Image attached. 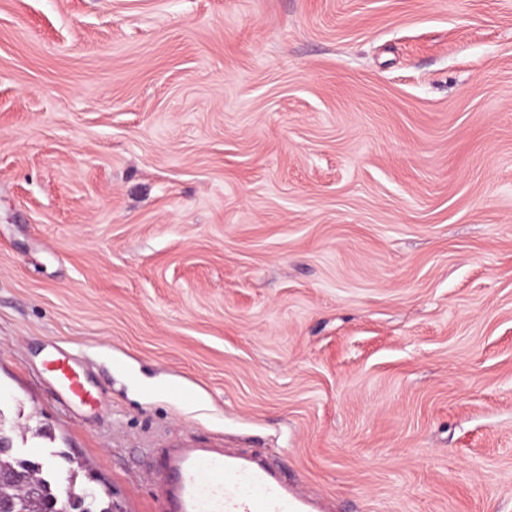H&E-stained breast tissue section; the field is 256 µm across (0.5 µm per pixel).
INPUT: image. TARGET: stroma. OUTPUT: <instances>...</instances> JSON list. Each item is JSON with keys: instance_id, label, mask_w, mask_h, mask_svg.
I'll return each instance as SVG.
<instances>
[{"instance_id": "35a3bbf8", "label": "stroma", "mask_w": 512, "mask_h": 512, "mask_svg": "<svg viewBox=\"0 0 512 512\" xmlns=\"http://www.w3.org/2000/svg\"><path fill=\"white\" fill-rule=\"evenodd\" d=\"M0 432L114 512L179 441L512 512V0H0ZM49 363L52 372L67 379L68 383L66 387L69 392L77 395V391L84 388L80 375L75 371L69 359L66 357L56 358Z\"/></svg>"}]
</instances>
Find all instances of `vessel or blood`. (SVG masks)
I'll list each match as a JSON object with an SVG mask.
<instances>
[{
  "instance_id": "vessel-or-blood-1",
  "label": "vessel or blood",
  "mask_w": 512,
  "mask_h": 512,
  "mask_svg": "<svg viewBox=\"0 0 512 512\" xmlns=\"http://www.w3.org/2000/svg\"><path fill=\"white\" fill-rule=\"evenodd\" d=\"M69 392L83 382L69 359L51 360ZM166 477L157 496L166 512H310V501L254 455L220 448H171L164 453Z\"/></svg>"
}]
</instances>
